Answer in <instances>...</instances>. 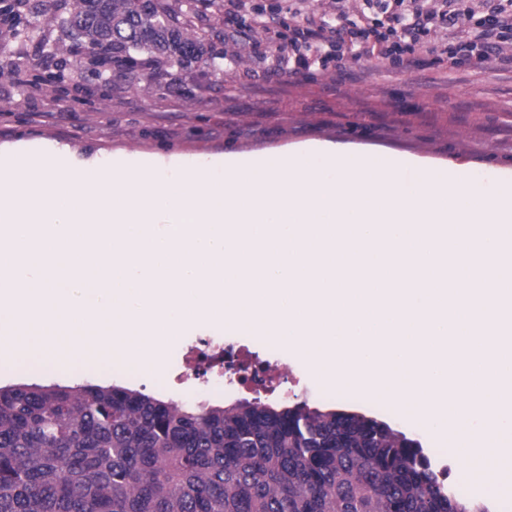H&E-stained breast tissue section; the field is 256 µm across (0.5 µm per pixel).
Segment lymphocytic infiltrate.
Here are the masks:
<instances>
[{
    "label": "lymphocytic infiltrate",
    "mask_w": 512,
    "mask_h": 512,
    "mask_svg": "<svg viewBox=\"0 0 512 512\" xmlns=\"http://www.w3.org/2000/svg\"><path fill=\"white\" fill-rule=\"evenodd\" d=\"M468 3L469 0H440L439 5L433 6L422 0H363L366 10L384 17L381 31L371 38L358 35L354 29L332 25L326 12H305L295 27L292 51L281 55L280 64L289 66L292 52L299 49L306 50L309 59H319L328 45L347 51L357 60L395 54L400 63L406 64L432 20L455 25L461 16L469 14ZM511 32L512 7L502 0H491L468 37L453 44L450 53L462 64H490L499 53L500 41Z\"/></svg>",
    "instance_id": "f902f5d3"
}]
</instances>
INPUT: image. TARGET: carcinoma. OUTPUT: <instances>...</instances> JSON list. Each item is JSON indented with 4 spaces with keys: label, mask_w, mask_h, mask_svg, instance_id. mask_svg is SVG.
Listing matches in <instances>:
<instances>
[{
    "label": "carcinoma",
    "mask_w": 512,
    "mask_h": 512,
    "mask_svg": "<svg viewBox=\"0 0 512 512\" xmlns=\"http://www.w3.org/2000/svg\"><path fill=\"white\" fill-rule=\"evenodd\" d=\"M99 70L214 65L192 3L67 0ZM0 24L26 40L21 11ZM0 512H485L448 491L419 441L377 417L248 400L166 401L121 385L0 386Z\"/></svg>",
    "instance_id": "carcinoma-1"
}]
</instances>
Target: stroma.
Masks as SVG:
<instances>
[{
  "mask_svg": "<svg viewBox=\"0 0 512 512\" xmlns=\"http://www.w3.org/2000/svg\"><path fill=\"white\" fill-rule=\"evenodd\" d=\"M265 14L269 29L255 28ZM64 15H29L46 49L0 36V145L20 140L68 147L74 160L104 158L116 151L174 155L193 160L224 151L285 148L305 141H332L359 149L412 155L429 163L469 165L485 179L512 171V45L491 66L455 64L448 49L466 26L431 27L417 49V62L398 66L385 58L359 62L327 55L320 64L280 67L295 25L283 0H217L201 8L194 24L216 49L235 53L232 70L194 64L158 66L152 87L136 89L130 75L94 73L80 64ZM61 66L63 82L31 86L45 67ZM207 327L170 345L161 375L113 370L60 374L37 367H1L0 386L17 383L73 386L119 384L178 403L227 405L240 399L307 403L381 417L419 439L436 470H446L461 497L512 512V497L487 498L469 481L458 458L431 436L395 414L384 402L339 396L327 390L301 361L282 350L237 337L278 369L274 394L257 395L224 378L184 369L188 348L224 340Z\"/></svg>",
  "mask_w": 512,
  "mask_h": 512,
  "instance_id": "1",
  "label": "stroma"
}]
</instances>
